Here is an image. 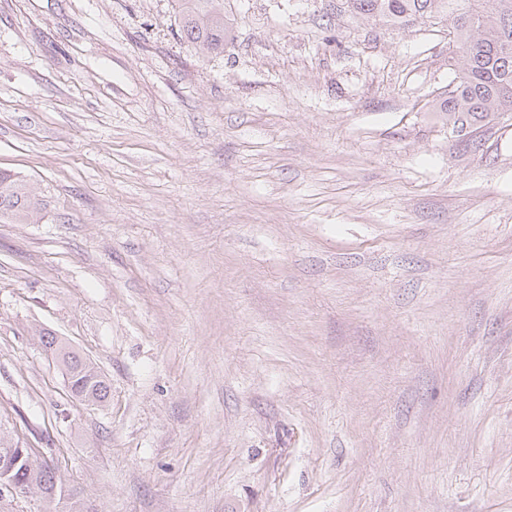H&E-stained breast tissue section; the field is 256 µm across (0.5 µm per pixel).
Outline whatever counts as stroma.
<instances>
[{"instance_id":"35a3bbf8","label":"stroma","mask_w":512,"mask_h":512,"mask_svg":"<svg viewBox=\"0 0 512 512\" xmlns=\"http://www.w3.org/2000/svg\"><path fill=\"white\" fill-rule=\"evenodd\" d=\"M172 7L0 0V425L83 512H512V120L435 111L448 18ZM181 35L210 53L224 51V0H174ZM44 201L21 176L0 170V223L36 224ZM38 336L45 350L59 362L71 395L81 402L94 400L103 406L107 402L110 385L98 368L49 330H39Z\"/></svg>"}]
</instances>
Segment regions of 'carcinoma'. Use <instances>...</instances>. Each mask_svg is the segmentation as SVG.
I'll return each instance as SVG.
<instances>
[{"instance_id": "carcinoma-1", "label": "carcinoma", "mask_w": 512, "mask_h": 512, "mask_svg": "<svg viewBox=\"0 0 512 512\" xmlns=\"http://www.w3.org/2000/svg\"><path fill=\"white\" fill-rule=\"evenodd\" d=\"M357 15L379 17L393 24L423 17L453 16L461 49L462 76L452 94L436 104L448 122L472 126L501 112L512 113V0H346ZM180 34L210 53L224 52V0H174ZM46 203L21 176L0 170V223L35 224ZM41 345L59 362L69 392L85 402L105 404L110 385L86 357L47 329L38 331ZM36 467L19 462L12 478L42 492L45 512H57L62 496L53 472L40 459Z\"/></svg>"}]
</instances>
